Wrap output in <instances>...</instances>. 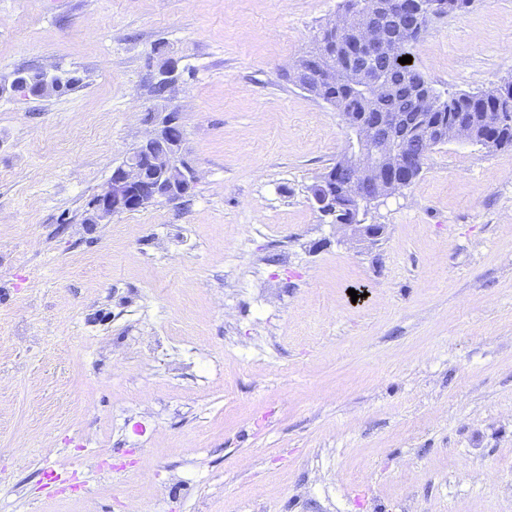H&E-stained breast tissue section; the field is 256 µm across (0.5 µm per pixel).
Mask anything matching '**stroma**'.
I'll return each instance as SVG.
<instances>
[{"label": "stroma", "instance_id": "stroma-1", "mask_svg": "<svg viewBox=\"0 0 512 512\" xmlns=\"http://www.w3.org/2000/svg\"><path fill=\"white\" fill-rule=\"evenodd\" d=\"M344 0H0V512H512V151L451 142L353 244L339 112L285 77ZM172 48L199 180L87 223ZM440 93L512 78V0L432 19ZM55 468L61 480L45 484Z\"/></svg>", "mask_w": 512, "mask_h": 512}]
</instances>
